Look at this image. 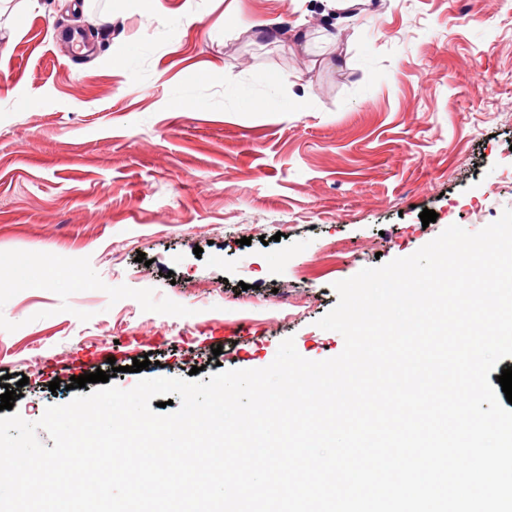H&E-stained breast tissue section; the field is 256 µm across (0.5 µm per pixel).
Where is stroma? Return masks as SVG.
Returning a JSON list of instances; mask_svg holds the SVG:
<instances>
[{
  "label": "stroma",
  "mask_w": 512,
  "mask_h": 512,
  "mask_svg": "<svg viewBox=\"0 0 512 512\" xmlns=\"http://www.w3.org/2000/svg\"><path fill=\"white\" fill-rule=\"evenodd\" d=\"M508 208L512 0H0V377L26 421L98 370L337 356L335 282Z\"/></svg>",
  "instance_id": "1"
}]
</instances>
